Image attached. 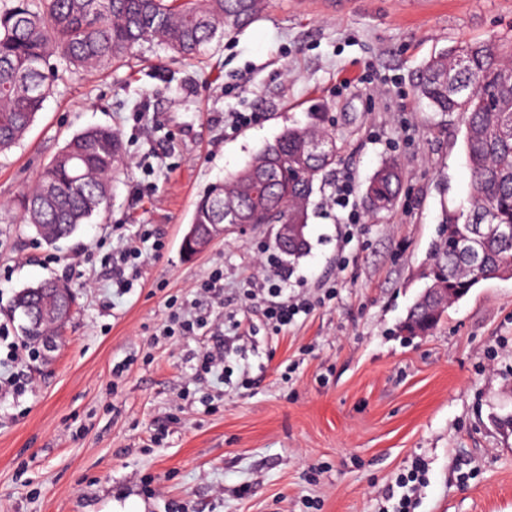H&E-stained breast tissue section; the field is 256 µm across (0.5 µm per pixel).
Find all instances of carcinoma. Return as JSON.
<instances>
[{
    "instance_id": "cac0c4a2",
    "label": "carcinoma",
    "mask_w": 512,
    "mask_h": 512,
    "mask_svg": "<svg viewBox=\"0 0 512 512\" xmlns=\"http://www.w3.org/2000/svg\"><path fill=\"white\" fill-rule=\"evenodd\" d=\"M266 0H0V154L18 145L35 123L64 74L83 75L119 66L145 42L188 60L217 37L253 20ZM417 94L436 112L458 113L471 175L466 210L446 213V235L430 258L427 290L462 300L489 279L512 278V43L465 42L430 60L416 81ZM317 135L326 153L307 160L297 181L280 183V169L307 155V138ZM335 136L316 125L288 126L226 182L199 199L194 224L224 223L233 207L252 224L308 223L315 184L339 158ZM122 167V142L109 128L73 135L36 181L14 197L8 211L52 246L106 211L112 182ZM402 172L392 160L370 178L365 197L371 213L389 212L399 196ZM297 260L308 248L305 233L288 246L274 244ZM45 281L23 289L13 311L28 340L48 334L42 317L52 289ZM446 308L415 302L402 322L409 336L420 325L436 327Z\"/></svg>"
}]
</instances>
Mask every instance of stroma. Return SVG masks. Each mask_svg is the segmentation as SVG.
Segmentation results:
<instances>
[{"mask_svg": "<svg viewBox=\"0 0 512 512\" xmlns=\"http://www.w3.org/2000/svg\"><path fill=\"white\" fill-rule=\"evenodd\" d=\"M488 38L512 41V0H268L191 62L147 42L122 67L58 83L0 155V203L86 128L117 131L128 165L109 209L55 245L0 210V378L31 381L0 392V512H113L131 498L144 512H302L307 499L320 512H390L397 475L418 461L415 512H512V279L481 282L431 335L400 330L444 214L470 198L461 118L432 111L416 77L431 55ZM230 112L261 118L232 136ZM309 123L335 135L361 221L346 239V212L316 184L308 252L287 266L289 293L315 306L276 329L244 291L274 277L277 225L225 233L191 259L181 242L205 191L283 127ZM387 160L402 190L375 216L363 194ZM146 224L165 247L145 251L117 294L106 259ZM215 266L224 302L211 322L249 333L224 378L203 384L207 409L186 390L208 335L158 330L171 297L193 311ZM50 278L75 296L62 344L10 359L30 346L13 301Z\"/></svg>", "mask_w": 512, "mask_h": 512, "instance_id": "stroma-1", "label": "stroma"}]
</instances>
